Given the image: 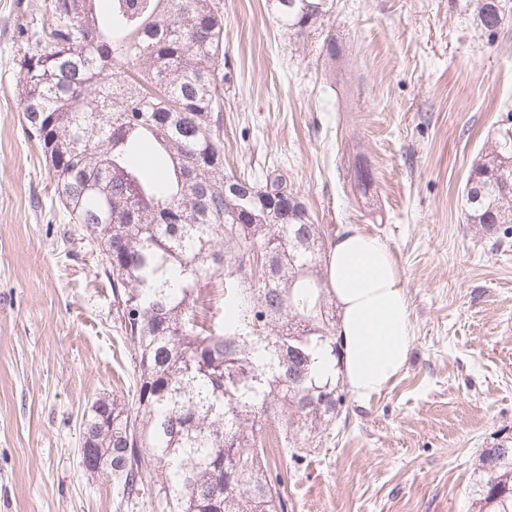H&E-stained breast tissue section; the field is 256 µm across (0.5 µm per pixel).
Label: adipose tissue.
Masks as SVG:
<instances>
[{
	"instance_id": "obj_1",
	"label": "adipose tissue",
	"mask_w": 512,
	"mask_h": 512,
	"mask_svg": "<svg viewBox=\"0 0 512 512\" xmlns=\"http://www.w3.org/2000/svg\"><path fill=\"white\" fill-rule=\"evenodd\" d=\"M327 279L336 300L341 342L337 365L319 361L321 376L338 375L360 401L380 393L404 369L413 348L405 285L388 247L356 227L328 250Z\"/></svg>"
}]
</instances>
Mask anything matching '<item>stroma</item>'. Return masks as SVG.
<instances>
[{
  "mask_svg": "<svg viewBox=\"0 0 512 512\" xmlns=\"http://www.w3.org/2000/svg\"><path fill=\"white\" fill-rule=\"evenodd\" d=\"M35 3L0 0V512H147L80 464L84 415L131 399L132 364L102 265L22 122L17 29ZM464 3L335 0L291 38L270 0H224L225 173L281 170L330 235L380 238L411 310L403 372L346 396L300 465L276 454L288 512H470L480 449L512 441V246L462 200L512 110V27L487 44Z\"/></svg>",
  "mask_w": 512,
  "mask_h": 512,
  "instance_id": "1",
  "label": "stroma"
}]
</instances>
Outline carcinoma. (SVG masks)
Masks as SVG:
<instances>
[{"instance_id":"1","label":"carcinoma","mask_w":512,"mask_h":512,"mask_svg":"<svg viewBox=\"0 0 512 512\" xmlns=\"http://www.w3.org/2000/svg\"><path fill=\"white\" fill-rule=\"evenodd\" d=\"M334 0H272L288 37L316 28ZM495 42L512 0H468ZM25 130L48 162L72 224L97 245L132 347L131 402L97 399L99 472L149 512H288L264 452L310 445L339 414V358L325 231L279 170L224 173L223 0H43L21 30ZM152 156L159 176H141ZM512 130L497 131L462 190L467 223L512 239ZM198 166L195 182L187 169ZM243 193L224 190L225 180ZM224 277L221 320L207 286ZM472 512H512V445L479 453Z\"/></svg>"}]
</instances>
